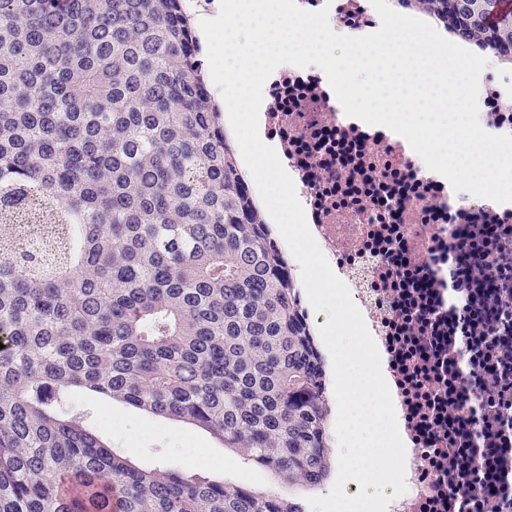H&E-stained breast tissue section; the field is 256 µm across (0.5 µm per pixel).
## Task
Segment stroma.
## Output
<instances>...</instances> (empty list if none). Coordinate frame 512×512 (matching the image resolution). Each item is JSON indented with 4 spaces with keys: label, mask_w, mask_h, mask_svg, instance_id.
Masks as SVG:
<instances>
[{
    "label": "stroma",
    "mask_w": 512,
    "mask_h": 512,
    "mask_svg": "<svg viewBox=\"0 0 512 512\" xmlns=\"http://www.w3.org/2000/svg\"><path fill=\"white\" fill-rule=\"evenodd\" d=\"M70 407L84 413L88 423L99 428L136 465L151 468L169 462L186 472L202 473L261 490H281L282 485L268 470L244 463L234 453L220 448L212 436L199 428L175 420L152 416L121 403L111 407L113 426H102L100 400L79 393Z\"/></svg>",
    "instance_id": "stroma-1"
}]
</instances>
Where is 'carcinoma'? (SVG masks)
<instances>
[{
  "instance_id": "1",
  "label": "carcinoma",
  "mask_w": 512,
  "mask_h": 512,
  "mask_svg": "<svg viewBox=\"0 0 512 512\" xmlns=\"http://www.w3.org/2000/svg\"><path fill=\"white\" fill-rule=\"evenodd\" d=\"M512 54V0H420ZM183 0H0V512H306L294 494L134 465L75 392L209 432L311 490L324 364L244 190Z\"/></svg>"
}]
</instances>
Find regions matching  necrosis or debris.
Listing matches in <instances>:
<instances>
[{
    "instance_id": "4bbe7bcc",
    "label": "necrosis or debris",
    "mask_w": 512,
    "mask_h": 512,
    "mask_svg": "<svg viewBox=\"0 0 512 512\" xmlns=\"http://www.w3.org/2000/svg\"><path fill=\"white\" fill-rule=\"evenodd\" d=\"M302 2L354 36L380 26L370 0ZM481 103L512 135V81L485 73ZM263 117L380 354L406 448L387 512H512V203L452 194L318 67H278Z\"/></svg>"
}]
</instances>
